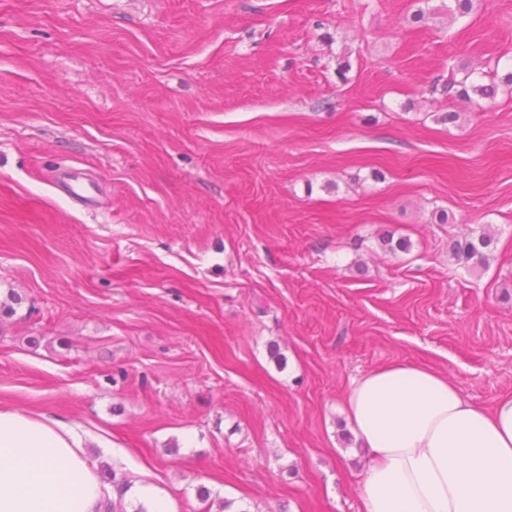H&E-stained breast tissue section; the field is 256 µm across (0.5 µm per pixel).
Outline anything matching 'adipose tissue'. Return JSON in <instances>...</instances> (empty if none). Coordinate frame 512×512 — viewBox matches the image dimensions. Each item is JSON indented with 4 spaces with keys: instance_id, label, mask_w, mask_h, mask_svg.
<instances>
[{
    "instance_id": "adipose-tissue-1",
    "label": "adipose tissue",
    "mask_w": 512,
    "mask_h": 512,
    "mask_svg": "<svg viewBox=\"0 0 512 512\" xmlns=\"http://www.w3.org/2000/svg\"><path fill=\"white\" fill-rule=\"evenodd\" d=\"M343 405L372 457L362 512H512V394L488 409L396 362L354 380ZM98 469L75 426L0 406V512H100L112 487Z\"/></svg>"
}]
</instances>
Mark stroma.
Here are the masks:
<instances>
[{
  "mask_svg": "<svg viewBox=\"0 0 512 512\" xmlns=\"http://www.w3.org/2000/svg\"><path fill=\"white\" fill-rule=\"evenodd\" d=\"M449 3L0 0V405L178 512H361L353 380L512 393V89L435 88L512 71V0ZM471 74L464 73L461 78L450 77L446 85L448 96L454 94L459 97H470V91L484 99L494 98L497 94L498 84L491 80L490 83H475L470 79ZM490 242L491 237L485 233H481L478 237L465 239L464 242L455 244L452 257L458 263H469L475 260V264H482L487 259L483 250L488 248Z\"/></svg>",
  "mask_w": 512,
  "mask_h": 512,
  "instance_id": "1",
  "label": "stroma"
}]
</instances>
